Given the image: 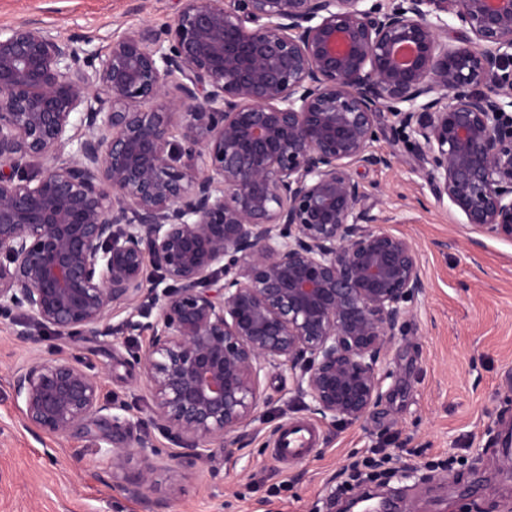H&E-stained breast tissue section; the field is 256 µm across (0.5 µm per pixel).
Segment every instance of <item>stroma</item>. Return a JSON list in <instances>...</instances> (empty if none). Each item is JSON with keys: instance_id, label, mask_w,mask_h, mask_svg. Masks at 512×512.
Instances as JSON below:
<instances>
[{"instance_id": "1", "label": "stroma", "mask_w": 512, "mask_h": 512, "mask_svg": "<svg viewBox=\"0 0 512 512\" xmlns=\"http://www.w3.org/2000/svg\"><path fill=\"white\" fill-rule=\"evenodd\" d=\"M181 7L182 0H0V28L35 18L102 50L128 28L163 24ZM381 123L387 131L373 148L391 155V166L354 175L386 229L415 242L425 291L395 338L379 409L351 425L321 419L291 390L287 369L271 370L260 377L259 406L237 447L211 446L179 468L174 459L188 454L186 442L136 426L114 435V446L142 441L151 454L132 453L116 471L85 430L57 438L23 426L12 376L33 353L77 360L99 375L104 401L137 421L152 408L133 361L147 336L122 331L126 314L116 309L106 319L109 335L24 343L16 310L0 317V512H340L333 486L379 448L392 467H413L407 478L378 480L394 512H512V452L501 445L512 426V242L484 235L469 243L462 216L435 203L391 118ZM287 423L316 430L304 458L274 454V431ZM148 464L142 498H128L125 485Z\"/></svg>"}]
</instances>
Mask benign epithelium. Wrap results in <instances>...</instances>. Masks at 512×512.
I'll use <instances>...</instances> for the list:
<instances>
[{
  "label": "benign epithelium",
  "mask_w": 512,
  "mask_h": 512,
  "mask_svg": "<svg viewBox=\"0 0 512 512\" xmlns=\"http://www.w3.org/2000/svg\"><path fill=\"white\" fill-rule=\"evenodd\" d=\"M77 42L0 29V315L21 311L34 342L129 310L148 421L189 444L186 465L237 444L271 369L323 419L383 401L425 285L353 175L392 164L380 112L438 204L512 241V0H183L103 53ZM13 392L39 432L108 426L123 468L112 432L138 423L80 362L31 357Z\"/></svg>",
  "instance_id": "obj_1"
}]
</instances>
